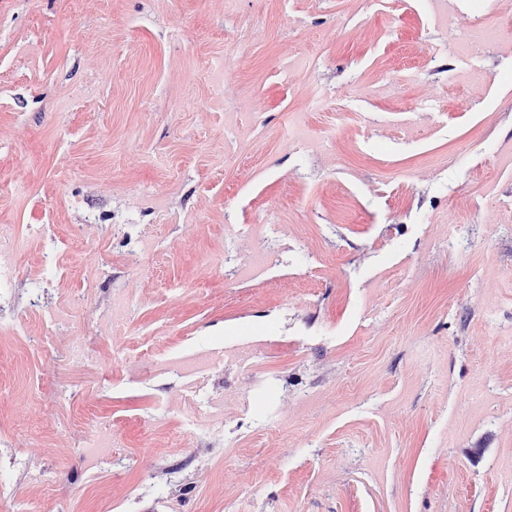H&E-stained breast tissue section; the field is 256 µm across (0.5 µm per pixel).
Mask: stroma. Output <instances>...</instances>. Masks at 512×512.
<instances>
[{
  "label": "stroma",
  "mask_w": 512,
  "mask_h": 512,
  "mask_svg": "<svg viewBox=\"0 0 512 512\" xmlns=\"http://www.w3.org/2000/svg\"><path fill=\"white\" fill-rule=\"evenodd\" d=\"M0 512H512V0H0Z\"/></svg>",
  "instance_id": "obj_1"
}]
</instances>
